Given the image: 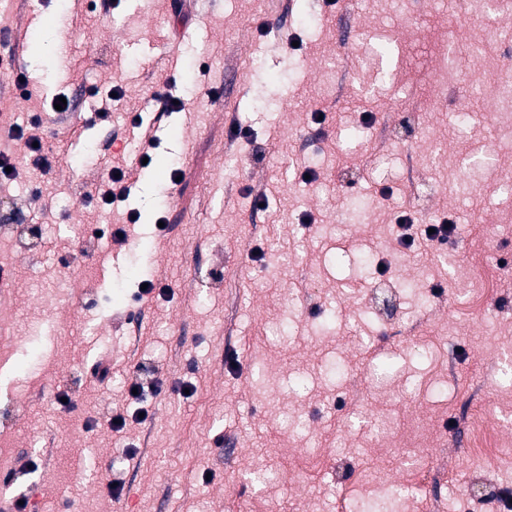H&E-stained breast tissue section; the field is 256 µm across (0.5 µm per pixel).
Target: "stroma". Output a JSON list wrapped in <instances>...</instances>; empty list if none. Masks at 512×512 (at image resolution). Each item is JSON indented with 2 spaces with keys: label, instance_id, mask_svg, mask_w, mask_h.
I'll use <instances>...</instances> for the list:
<instances>
[{
  "label": "stroma",
  "instance_id": "35a3bbf8",
  "mask_svg": "<svg viewBox=\"0 0 512 512\" xmlns=\"http://www.w3.org/2000/svg\"><path fill=\"white\" fill-rule=\"evenodd\" d=\"M186 10L182 25L169 0L93 12L79 0H0V29L15 34V64L36 91L23 100L0 76V129L41 113L60 157L45 176L16 148L24 175L0 188L29 209L28 187L40 184L44 235L61 242L5 254L8 495L27 497V512H338L340 498L358 506L398 484L408 512L479 510L512 488V455L478 461L467 424L481 413L512 446V199L502 188L512 149L488 151L512 115L472 97L470 79L512 80V14L477 62L491 15L472 0H188ZM371 46L390 61L369 64ZM336 54L355 75L338 92L325 70ZM113 85L122 106L109 123H87L89 89ZM165 90L184 108L160 118L154 95ZM59 92L81 101L82 118L54 114ZM354 105L373 121L351 142L344 126L357 115L337 116ZM133 106L158 142L146 169L125 136ZM316 110L325 123L311 120ZM422 125L433 143L418 140ZM108 145L128 161L127 208L140 214L129 246L60 232L123 224L126 208L82 205L102 174L90 159ZM176 164L185 177L172 186ZM307 167L319 178L306 185ZM262 194L269 205L255 209ZM163 203L172 228L162 236ZM400 212L420 225L448 214L453 245L406 251L393 231ZM147 278L170 297L137 301ZM406 281L414 291L390 303L374 295ZM102 350L108 385L87 371ZM148 376L163 387L147 394V419L111 432L107 414L133 410L128 389ZM182 382L195 387L190 399ZM382 416L397 420L396 436L376 435ZM307 435L320 458L302 454ZM418 467L428 481H414ZM111 478L120 497L105 491Z\"/></svg>",
  "mask_w": 512,
  "mask_h": 512
}]
</instances>
